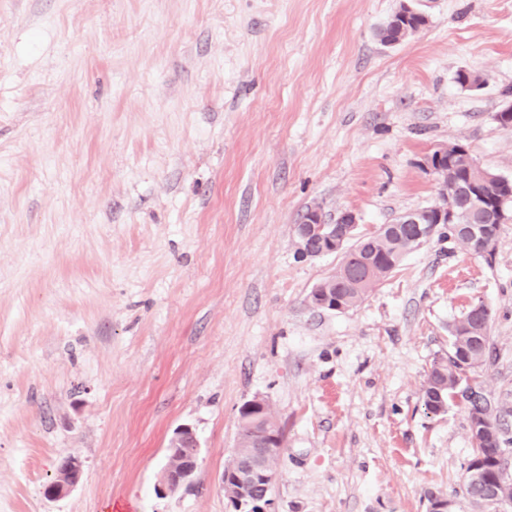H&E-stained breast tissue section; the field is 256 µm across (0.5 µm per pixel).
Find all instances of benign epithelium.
Segmentation results:
<instances>
[{"label":"benign epithelium","mask_w":512,"mask_h":512,"mask_svg":"<svg viewBox=\"0 0 512 512\" xmlns=\"http://www.w3.org/2000/svg\"><path fill=\"white\" fill-rule=\"evenodd\" d=\"M446 157L448 147L444 146L436 149L423 161V167L437 176L440 201L427 208L399 214L393 219V223L401 227L414 250L425 244L434 233L437 224H458L467 231L471 230L475 213L483 208L481 197L472 195L469 197L468 209L458 211L455 200L448 196V170L442 166V160ZM356 227V216L350 211L342 213L335 223L325 224L319 212L311 210L306 213L300 224L295 226L297 249L306 257L342 253L345 251L346 242L353 237ZM334 276L365 281L370 277V269L349 267L343 262L336 269ZM263 413L264 405L256 398L244 403L240 408L239 421L253 428L261 425ZM258 435L259 449L284 448V436L268 426L262 425ZM173 442L177 448L192 449V453L183 466L179 467L170 461L166 463L158 483V490L163 492H175L189 485L199 466L200 448L196 434L190 426L177 428ZM226 472L234 476L245 488L256 485L269 489L277 477V471L264 468L260 460H245L236 454L227 465ZM81 473L82 462L78 457L64 458L57 467L55 479L47 487L46 497L57 499L67 495L78 485ZM270 505L271 499L264 494L247 496L236 500V512H270Z\"/></svg>","instance_id":"7a95c632"}]
</instances>
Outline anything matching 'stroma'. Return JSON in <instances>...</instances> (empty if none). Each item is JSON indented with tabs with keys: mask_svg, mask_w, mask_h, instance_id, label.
Listing matches in <instances>:
<instances>
[{
	"mask_svg": "<svg viewBox=\"0 0 512 512\" xmlns=\"http://www.w3.org/2000/svg\"><path fill=\"white\" fill-rule=\"evenodd\" d=\"M400 4L0 0V512H230L254 398L284 431L273 512H426L472 444L422 387L477 303L512 469V220L489 256L434 233L355 308L307 299L341 261L298 258L308 209L371 234L435 204L422 162L457 143L512 179V0H421L384 44ZM183 424L200 465L161 495ZM82 462L76 456L64 458L57 467L55 479L48 485L46 497L57 499L67 495L79 483Z\"/></svg>",
	"mask_w": 512,
	"mask_h": 512,
	"instance_id": "obj_1",
	"label": "stroma"
}]
</instances>
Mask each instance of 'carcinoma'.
Masks as SVG:
<instances>
[{
  "label": "carcinoma",
  "mask_w": 512,
  "mask_h": 512,
  "mask_svg": "<svg viewBox=\"0 0 512 512\" xmlns=\"http://www.w3.org/2000/svg\"><path fill=\"white\" fill-rule=\"evenodd\" d=\"M423 25V20L417 16L400 18L393 24L381 29L383 42L395 41L402 29L417 28ZM448 177L469 189L471 193L480 192L486 196L485 208L477 214L479 235L472 236L458 230L456 225L448 224V234L470 251L493 240L499 230L497 225V208L501 199L512 197V185L494 188H477L470 184L469 172L464 157L459 156L447 163ZM411 252L407 244L397 235L385 231L374 236L358 240L349 253L350 263L361 266L371 263V282L338 281L329 279L320 282V294L317 301L336 303V309H350L361 303L370 293L376 283L391 274ZM491 314L488 308H483V324H478L466 314L452 324L451 347L448 357L437 358L427 374L422 388V396L426 408L433 412L447 408L448 398L457 391L461 374L470 368L483 366L490 357V341L488 328ZM465 410L469 421V431L473 453L484 456L491 469L486 472L485 481L475 483L466 479L462 488V497L473 507L488 504L486 499L488 487L506 479L505 492L512 498V477L506 471L503 445L506 439L499 433L480 435L474 428L478 416L487 412V399H469L465 401Z\"/></svg>",
  "instance_id": "obj_1"
}]
</instances>
